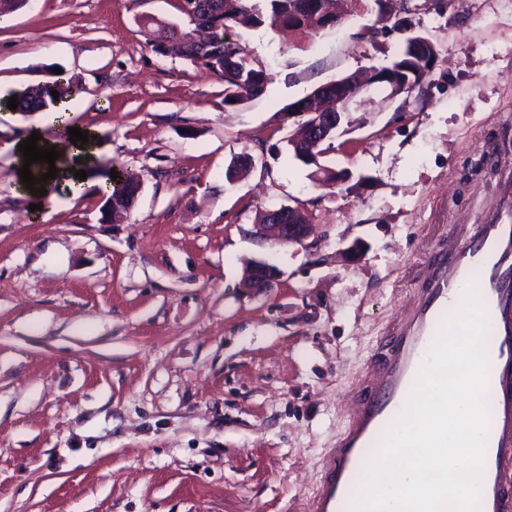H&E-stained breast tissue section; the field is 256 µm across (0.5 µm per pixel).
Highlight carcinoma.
Listing matches in <instances>:
<instances>
[{"instance_id": "carcinoma-1", "label": "carcinoma", "mask_w": 512, "mask_h": 512, "mask_svg": "<svg viewBox=\"0 0 512 512\" xmlns=\"http://www.w3.org/2000/svg\"><path fill=\"white\" fill-rule=\"evenodd\" d=\"M178 10L185 17L187 27H165L153 19L139 20L140 26L150 35L165 33L172 41L171 55L200 63L224 81V103L242 104L266 93L268 76L255 66L248 54L230 39L233 28L270 29L289 28L317 34L336 28L346 18L336 14V0H325L330 13L327 18H315L307 13L305 5L310 0H178ZM378 5L377 21L393 23V29L403 35V50L387 65L381 66L397 77L413 82V89H420L434 67L438 53L433 42L423 33L413 29L408 15V0H396L398 7L389 6L390 0H375ZM58 91L53 97L51 91ZM80 87L68 84L64 89L58 83L27 87L17 92L19 112H41L58 107L64 96L73 97ZM141 188L134 174H118L99 188L112 199V218L126 215L133 207Z\"/></svg>"}]
</instances>
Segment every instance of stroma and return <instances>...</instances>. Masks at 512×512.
Returning a JSON list of instances; mask_svg holds the SVG:
<instances>
[{
  "label": "stroma",
  "instance_id": "stroma-1",
  "mask_svg": "<svg viewBox=\"0 0 512 512\" xmlns=\"http://www.w3.org/2000/svg\"><path fill=\"white\" fill-rule=\"evenodd\" d=\"M178 5L0 14V512H305L423 256L497 207L512 166V0H410L438 60L409 100L374 88L350 112L327 159L351 177L332 189L289 153L282 108L401 53L399 33L359 38L374 0L314 36L235 29L269 79L238 105L202 65L153 51L139 17L178 23ZM59 76L85 88L67 108L96 131L93 176L141 179L120 223L96 186L34 213L16 185L10 144L37 116L4 101ZM299 203L313 247L248 237ZM254 259L280 271L260 293L242 286Z\"/></svg>",
  "mask_w": 512,
  "mask_h": 512
}]
</instances>
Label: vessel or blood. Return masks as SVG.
Here are the masks:
<instances>
[{
    "label": "vessel or blood",
    "instance_id": "b4317fda",
    "mask_svg": "<svg viewBox=\"0 0 512 512\" xmlns=\"http://www.w3.org/2000/svg\"><path fill=\"white\" fill-rule=\"evenodd\" d=\"M472 285L493 340L480 512H512V182L504 184L495 211L457 227L449 250L428 255L424 286L414 294L407 320L390 327L387 352L366 372L357 404L324 454L306 512H352L355 485L402 412L441 324Z\"/></svg>",
    "mask_w": 512,
    "mask_h": 512
}]
</instances>
